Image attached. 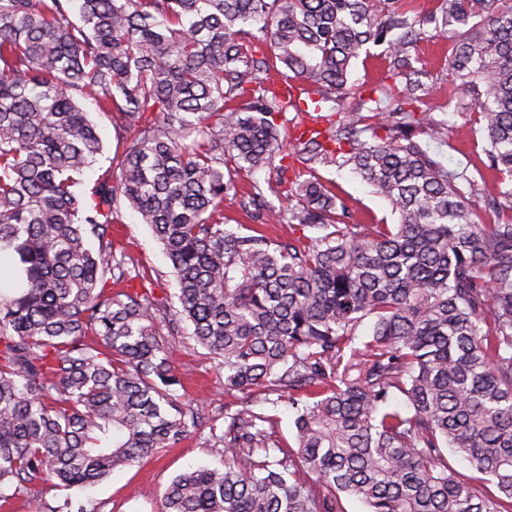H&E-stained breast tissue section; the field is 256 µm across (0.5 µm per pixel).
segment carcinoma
Listing matches in <instances>:
<instances>
[{"mask_svg":"<svg viewBox=\"0 0 512 512\" xmlns=\"http://www.w3.org/2000/svg\"><path fill=\"white\" fill-rule=\"evenodd\" d=\"M412 2L0 0V252L17 271L0 275V508L40 510L196 433L175 362L188 321L224 393L288 399L294 446L273 416L226 411L208 437L222 468L173 478L162 512H343V495L365 512H512V0ZM429 25L454 35L450 97L484 134L473 173L415 139L450 124L410 53ZM372 46L389 82L352 95ZM84 99L130 139L88 197L74 187L103 143ZM329 166L399 222L356 223ZM474 197L503 219L477 223ZM226 200L250 223H225ZM123 205L162 245L178 308L132 287L140 267L112 244Z\"/></svg>","mask_w":512,"mask_h":512,"instance_id":"cac0c4a2","label":"carcinoma"}]
</instances>
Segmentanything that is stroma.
<instances>
[{
  "mask_svg": "<svg viewBox=\"0 0 512 512\" xmlns=\"http://www.w3.org/2000/svg\"><path fill=\"white\" fill-rule=\"evenodd\" d=\"M453 43L449 35L432 34L428 40L418 42L412 49L426 64L423 78L428 87L429 107L438 108L450 101L448 85L441 75L448 66ZM103 140L104 151L91 169L82 177L81 190L87 191L110 169L114 159L120 158L127 144L118 139L107 114L91 111ZM450 127L446 140L430 139L420 134L421 143L427 144L451 169L472 167L482 157L484 141L467 112L450 114ZM322 176L332 181L337 195L344 199L355 219L361 224L384 222L395 224L399 216L393 213L389 203L376 196L371 187L348 170L322 169ZM121 222L114 236L116 247L124 249L145 272V286L163 301H175L178 285L171 265L161 245L148 225L130 208H122ZM182 370L187 375L186 400L202 406L209 415H216L223 406H236L237 400L224 393V373L210 359L207 351L196 346L190 334H183L177 353ZM218 457L205 441L204 434H196L182 441L177 447L149 458L132 467L115 470L106 481L70 491L54 490L48 495L51 504L62 503L64 498L82 502L88 512H160L163 494L170 481L179 473L201 465H217Z\"/></svg>",
  "mask_w": 512,
  "mask_h": 512,
  "instance_id": "1",
  "label": "stroma"
}]
</instances>
